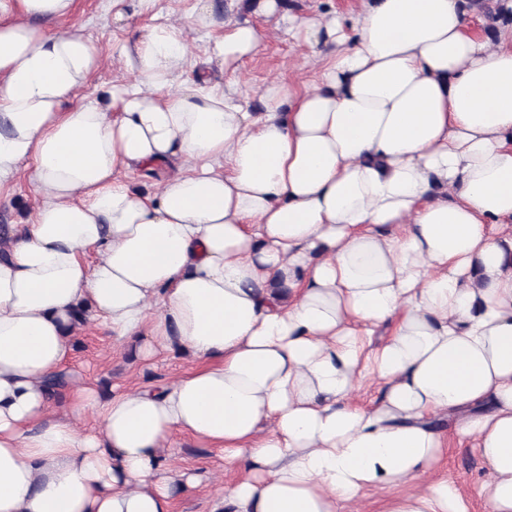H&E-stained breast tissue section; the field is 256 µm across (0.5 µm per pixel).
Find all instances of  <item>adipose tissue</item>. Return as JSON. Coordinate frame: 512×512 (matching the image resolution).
Here are the masks:
<instances>
[{"label":"adipose tissue","mask_w":512,"mask_h":512,"mask_svg":"<svg viewBox=\"0 0 512 512\" xmlns=\"http://www.w3.org/2000/svg\"><path fill=\"white\" fill-rule=\"evenodd\" d=\"M497 3L475 35L465 0L311 16L230 0L207 60L237 70L280 29L312 50L315 80L269 81L254 112L235 81L187 78L173 22L83 97L102 44L60 29L75 0H0V197L28 167L38 200L0 246V512H172L201 482L166 456L176 432L242 472L210 512H338L378 488L383 512H469L428 478L437 416L481 458L489 512H512V0ZM85 317L141 361L177 346L200 365L106 400L78 386L57 412L47 381ZM367 384L378 398L355 403ZM179 160H173L167 164L156 167L151 174L137 172L130 175L133 187L139 191H151L156 188L157 184L167 175L176 170Z\"/></svg>","instance_id":"ef3b65f1"}]
</instances>
